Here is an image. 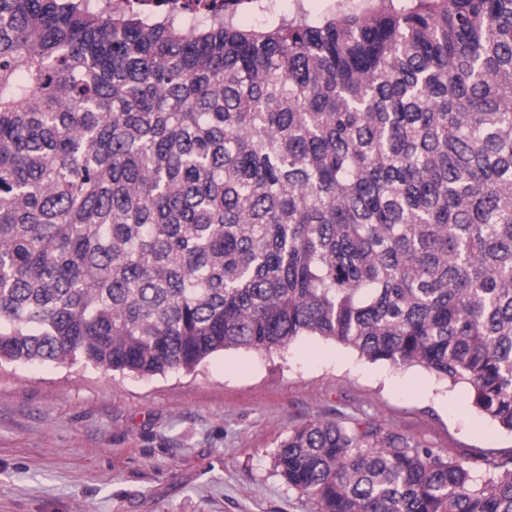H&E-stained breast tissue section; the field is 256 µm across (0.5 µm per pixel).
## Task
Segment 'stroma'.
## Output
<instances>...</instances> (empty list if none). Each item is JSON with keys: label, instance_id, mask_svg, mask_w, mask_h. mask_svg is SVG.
Instances as JSON below:
<instances>
[{"label": "stroma", "instance_id": "35a3bbf8", "mask_svg": "<svg viewBox=\"0 0 512 512\" xmlns=\"http://www.w3.org/2000/svg\"><path fill=\"white\" fill-rule=\"evenodd\" d=\"M376 420L463 456L512 449L468 391L317 336L153 377L0 365V512H314L273 468L290 427Z\"/></svg>", "mask_w": 512, "mask_h": 512}]
</instances>
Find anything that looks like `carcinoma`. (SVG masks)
Returning a JSON list of instances; mask_svg holds the SVG:
<instances>
[{"instance_id": "1", "label": "carcinoma", "mask_w": 512, "mask_h": 512, "mask_svg": "<svg viewBox=\"0 0 512 512\" xmlns=\"http://www.w3.org/2000/svg\"><path fill=\"white\" fill-rule=\"evenodd\" d=\"M319 336L512 432V0L187 34L0 0V361L139 376ZM315 512H512V450L293 426Z\"/></svg>"}]
</instances>
